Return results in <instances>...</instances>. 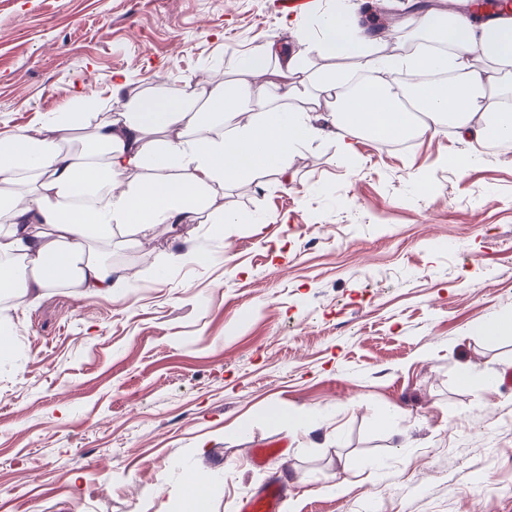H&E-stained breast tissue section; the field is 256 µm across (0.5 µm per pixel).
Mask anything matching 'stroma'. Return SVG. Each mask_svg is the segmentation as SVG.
<instances>
[{
  "mask_svg": "<svg viewBox=\"0 0 512 512\" xmlns=\"http://www.w3.org/2000/svg\"><path fill=\"white\" fill-rule=\"evenodd\" d=\"M335 10L0 0V137L122 77L233 73ZM352 144L227 185V223L115 243L119 300H0V512H185L201 474L205 512L274 476L284 512H512V146Z\"/></svg>",
  "mask_w": 512,
  "mask_h": 512,
  "instance_id": "stroma-1",
  "label": "stroma"
}]
</instances>
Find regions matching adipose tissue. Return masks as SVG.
<instances>
[{"mask_svg":"<svg viewBox=\"0 0 512 512\" xmlns=\"http://www.w3.org/2000/svg\"><path fill=\"white\" fill-rule=\"evenodd\" d=\"M415 24L441 31L449 52L380 53L340 11L315 35L298 31L299 50L274 39L243 57L233 78L189 77L172 95L161 79L148 94L119 82L106 105L79 92L71 111L0 138V291L18 307L61 282L83 298H119L130 275L95 246L223 221L226 183L287 180L289 153L322 135L345 150L358 135L433 136L443 124L484 147L511 139L512 112L489 99L512 91V12L475 21L449 8ZM316 58L352 59L390 79L351 96L335 72L312 71ZM428 70L453 78L431 83ZM303 76L301 104L274 101L273 89L295 95Z\"/></svg>","mask_w":512,"mask_h":512,"instance_id":"1","label":"adipose tissue"}]
</instances>
